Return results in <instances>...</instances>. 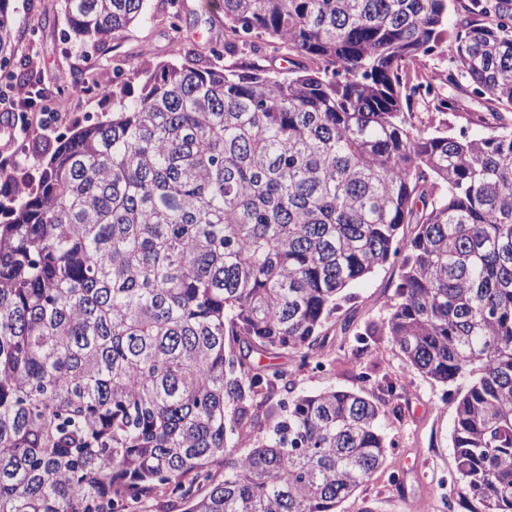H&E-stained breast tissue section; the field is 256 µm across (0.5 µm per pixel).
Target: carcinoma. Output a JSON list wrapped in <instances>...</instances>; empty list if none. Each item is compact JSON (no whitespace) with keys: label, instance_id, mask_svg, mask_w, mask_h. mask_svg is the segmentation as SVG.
<instances>
[{"label":"carcinoma","instance_id":"1","mask_svg":"<svg viewBox=\"0 0 512 512\" xmlns=\"http://www.w3.org/2000/svg\"><path fill=\"white\" fill-rule=\"evenodd\" d=\"M454 2L223 0L216 62L116 76L112 117L63 137L36 188L18 179L0 224V512H338L393 447L379 400L297 393L251 355L307 366L345 288L387 265L394 296L359 341L466 383L459 505L512 512V124L417 128L431 82L407 81L448 48L444 82L512 109V0H468L450 28ZM8 4L0 69L18 65ZM143 5L65 0L68 32L102 42ZM264 46L293 68L223 63Z\"/></svg>","mask_w":512,"mask_h":512}]
</instances>
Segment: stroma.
I'll list each match as a JSON object with an SVG mask.
<instances>
[{
  "mask_svg": "<svg viewBox=\"0 0 512 512\" xmlns=\"http://www.w3.org/2000/svg\"><path fill=\"white\" fill-rule=\"evenodd\" d=\"M9 10L16 27V56L25 62V75L45 88L33 112L53 113L57 122L51 132L34 130L18 137L11 149L30 175H38L58 145V138L70 128L88 120H105L112 115V100L102 90L111 86L113 71L132 73L144 64L173 59L178 49L194 53L199 63L210 58L209 48L224 41V12L216 0H146L145 18L116 33L97 46L66 40L68 29L64 0H10ZM180 12L181 36L171 30L173 12ZM422 64L435 76L444 65L427 56ZM82 94H74V87ZM435 90L460 100V107L445 114H431L425 105L413 109L414 124H433L451 135L472 138L487 136L490 124L479 119L480 104L466 94L438 81ZM396 270L387 267L348 288L353 300L349 330L332 325L324 347L331 362L324 368L296 369L288 354L277 360L254 356L255 365L276 362L289 373L296 391L314 392L328 388H364L381 402L383 430L394 443L384 467L339 507V512H361L372 503L376 512H423L431 503L433 512H444L442 502L448 480L456 471L452 448L455 415V386H445L406 370L405 364L387 338L375 336L359 343L356 334L366 324L379 321L394 294ZM370 380L359 384L358 373ZM400 384L397 395L385 392L387 382Z\"/></svg>",
  "mask_w": 512,
  "mask_h": 512,
  "instance_id": "1",
  "label": "stroma"
}]
</instances>
